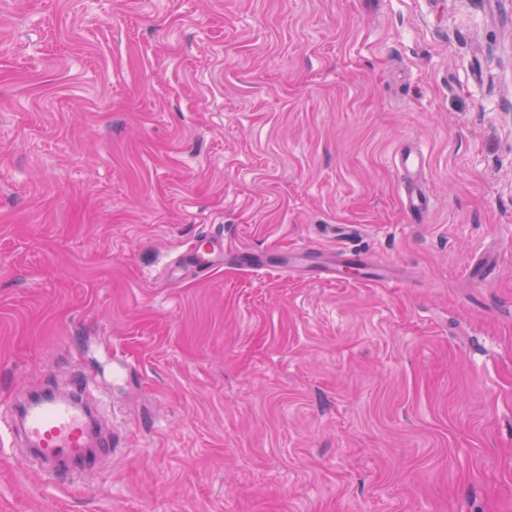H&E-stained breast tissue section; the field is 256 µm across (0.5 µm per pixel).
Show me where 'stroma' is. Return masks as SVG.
<instances>
[{"instance_id": "stroma-1", "label": "stroma", "mask_w": 512, "mask_h": 512, "mask_svg": "<svg viewBox=\"0 0 512 512\" xmlns=\"http://www.w3.org/2000/svg\"><path fill=\"white\" fill-rule=\"evenodd\" d=\"M78 374L121 454L0 512H512V0H0V405ZM428 199L422 189L414 181H409L404 196V208L412 219L420 218L422 211L427 207ZM300 264H288V269L300 267L313 279L346 282L351 272H356L359 281L388 282L393 278L384 270L376 268L364 253L340 246L332 256L303 258Z\"/></svg>"}]
</instances>
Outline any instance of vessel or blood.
I'll list each match as a JSON object with an SVG mask.
<instances>
[{
    "label": "vessel or blood",
    "instance_id": "obj_1",
    "mask_svg": "<svg viewBox=\"0 0 512 512\" xmlns=\"http://www.w3.org/2000/svg\"><path fill=\"white\" fill-rule=\"evenodd\" d=\"M427 205L428 199L418 184L408 182L404 208L409 217L420 218ZM301 269L317 280L344 282L353 273L362 281L386 282L390 279L389 274L378 269L366 254L344 246L337 248L334 255L304 260ZM87 387V381H75L69 395L29 404L20 420L39 456L54 463L53 479H61L66 470L84 476L96 475L116 453L108 441L101 442L96 449L91 446L94 415L81 397Z\"/></svg>",
    "mask_w": 512,
    "mask_h": 512
}]
</instances>
